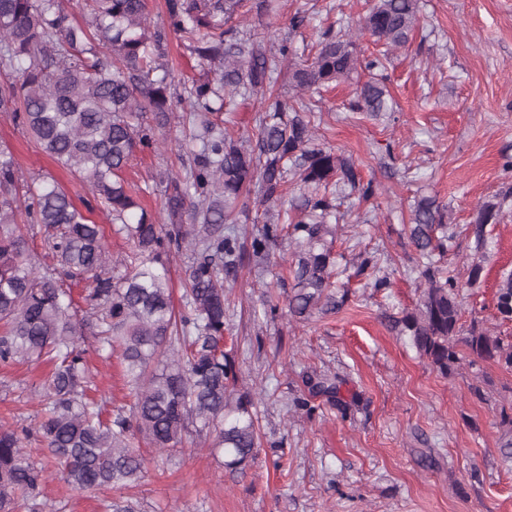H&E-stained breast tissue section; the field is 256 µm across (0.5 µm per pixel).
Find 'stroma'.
<instances>
[{
	"mask_svg": "<svg viewBox=\"0 0 512 512\" xmlns=\"http://www.w3.org/2000/svg\"><path fill=\"white\" fill-rule=\"evenodd\" d=\"M373 0H246L245 17L266 45L289 44L309 55L322 32L358 24ZM420 25L393 52L382 78L397 104L393 116L350 112L357 82L324 94L317 135L349 157L376 186L375 205H341L335 238L338 311L305 322L288 316L296 250L282 239L269 263H246L226 288L224 343L235 361V394L251 393L262 447L246 473H230L222 455L185 444L166 459L149 445L143 477L129 489L139 512H512V463L500 451L497 409L512 402V371L494 363L441 375L391 318L414 309L419 273L408 240L418 195L445 204L456 237L452 268L464 281L463 323L494 325V294L512 270V198L489 227L483 272L467 284L475 260L469 233L478 207L512 187V0H422ZM137 153L128 182L154 185L158 174L182 173L195 146L179 127L159 128ZM0 149L23 177L56 179L78 207L86 180L59 167L10 116L0 112ZM389 273L377 291L353 277L359 255ZM86 351L104 414L129 407L119 357L102 360L93 336ZM46 366L0 363V424L36 423ZM335 383L334 396L313 394L309 378ZM485 397L477 399L474 386ZM58 512H106L119 491H70L58 476L43 487Z\"/></svg>",
	"mask_w": 512,
	"mask_h": 512,
	"instance_id": "stroma-1",
	"label": "stroma"
}]
</instances>
